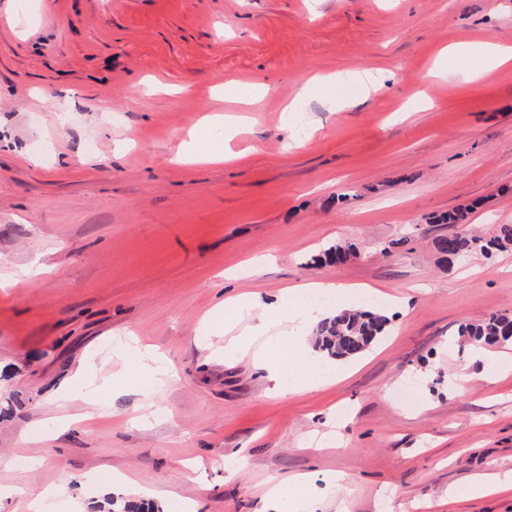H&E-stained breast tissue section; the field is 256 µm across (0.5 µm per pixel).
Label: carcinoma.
I'll return each mask as SVG.
<instances>
[{"label": "carcinoma", "instance_id": "1", "mask_svg": "<svg viewBox=\"0 0 512 512\" xmlns=\"http://www.w3.org/2000/svg\"><path fill=\"white\" fill-rule=\"evenodd\" d=\"M468 213L466 208H455L434 217V223L464 224ZM435 249L441 262L447 265L472 252L490 259L498 252L512 249V224L499 225L497 233L489 238L452 231L435 240ZM388 324V318L380 312L343 310L317 323L314 347L333 359H352L378 342L386 334ZM459 334L475 347H512V316L492 314L477 323H463ZM106 503L108 508L103 512H162L158 507L148 508L142 503L119 502L112 496L106 499Z\"/></svg>", "mask_w": 512, "mask_h": 512}]
</instances>
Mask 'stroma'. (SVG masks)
I'll return each mask as SVG.
<instances>
[{
  "label": "stroma",
  "mask_w": 512,
  "mask_h": 512,
  "mask_svg": "<svg viewBox=\"0 0 512 512\" xmlns=\"http://www.w3.org/2000/svg\"><path fill=\"white\" fill-rule=\"evenodd\" d=\"M455 40L512 44V0H0V484L58 512L147 488L187 512H275L269 488L313 473L295 512H512V491L466 492L512 471V367L458 333L512 314V250L442 265L449 228L430 221L468 206L465 232L512 224V67L421 84ZM367 67L389 77L370 97L352 82ZM329 75L351 89L305 98L289 147L283 108ZM232 78L268 87L231 143L244 158L173 163L239 111ZM338 244L354 256L322 263ZM262 254L260 276L223 280ZM309 281L357 286L346 308L384 311L388 332L350 377L276 396L224 354L255 315L204 316ZM130 333L176 384H109ZM81 372L106 382L75 428Z\"/></svg>",
  "instance_id": "stroma-1"
}]
</instances>
